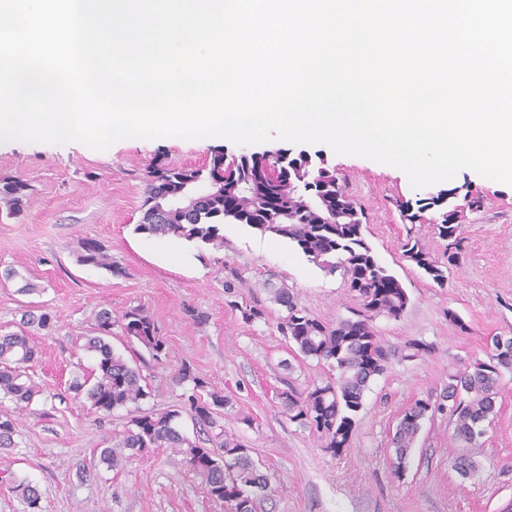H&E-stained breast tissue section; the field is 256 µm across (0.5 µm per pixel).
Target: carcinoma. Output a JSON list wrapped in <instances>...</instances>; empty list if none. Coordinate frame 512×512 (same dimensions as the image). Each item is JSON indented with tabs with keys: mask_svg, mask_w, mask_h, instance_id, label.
<instances>
[{
	"mask_svg": "<svg viewBox=\"0 0 512 512\" xmlns=\"http://www.w3.org/2000/svg\"><path fill=\"white\" fill-rule=\"evenodd\" d=\"M317 160L304 153L280 163L281 173L267 182L258 180L262 162L241 158L235 162L236 177L224 181L220 190L190 203L184 211L173 210L163 222L155 218L153 201L178 193L186 180L200 183L209 180L213 171L226 161L224 149L212 152L209 164L198 168L173 169L156 166L148 175L146 199L134 231L148 236H173L198 247L224 246V223L245 224L262 235L288 241L307 260L326 273L338 270L348 276L349 288L355 293L365 317L359 320L324 322L297 306L285 288H272V298L287 311L280 329L298 352L306 357L328 363L336 376L325 383L303 391L282 394L289 419L314 429L324 440L323 448L340 455L350 446L355 416L363 406L369 383L382 374L392 350L376 335L371 321L377 316L397 319L409 303L406 290L396 277L380 264L363 236V225L351 212H336V199L345 194L344 185L330 169L321 154ZM28 183L16 176L0 178V202L9 210L18 211L27 197ZM280 198L281 212L269 214L262 209L267 193ZM457 189L450 188L423 208L447 206L440 213L439 235L449 240L453 251L448 265L457 266L461 258L459 225L448 220L456 218ZM404 255L425 270L432 279L444 283V271L431 260L419 241L407 238ZM78 261L84 265L104 268L115 274L112 256L97 239L84 237L79 242ZM120 325L123 333L143 346L152 359L161 362L169 356L168 342L157 323L140 308H131L112 319V311L100 310L96 315L94 333L85 337L84 349L96 358V368L84 381H74L72 389L82 393L98 411L111 413L124 409L131 414L119 441L99 452V462L114 469L124 456L144 453L151 448H169L201 479L207 495L226 504L228 512H257L268 497L269 478L257 467L249 446L227 436L224 431L210 435L212 444L204 448L185 437L176 427L180 410L139 414V404L151 396L150 384L141 371L114 353L110 338L112 326ZM22 330L0 334V395L18 404H30L44 394V388L29 374L36 348L29 328L47 330L53 326L50 313L36 312L31 306L22 314ZM433 345L410 339L400 349L405 359L428 356ZM512 367V336H494L487 343L486 358H473L448 373L443 398L448 400V416L454 424V439L466 448L479 447L485 425L496 414V399L501 370ZM178 383H193L187 398V410L199 429L219 427L218 411L226 400L217 392L202 396L205 382L193 375L183 364L174 373ZM432 411L428 400L417 399L405 411L392 433L390 444L392 474L400 480L406 472L422 421ZM18 422L8 412H0V448L15 446ZM12 491L25 505V512H41V491L25 479L8 477Z\"/></svg>",
	"mask_w": 512,
	"mask_h": 512,
	"instance_id": "1",
	"label": "carcinoma"
}]
</instances>
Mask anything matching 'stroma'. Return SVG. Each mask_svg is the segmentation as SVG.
Here are the masks:
<instances>
[{
	"instance_id": "stroma-1",
	"label": "stroma",
	"mask_w": 512,
	"mask_h": 512,
	"mask_svg": "<svg viewBox=\"0 0 512 512\" xmlns=\"http://www.w3.org/2000/svg\"><path fill=\"white\" fill-rule=\"evenodd\" d=\"M217 147L229 158L242 152L222 138L127 139L105 151L80 143L0 144V178L19 176L31 186L22 215L0 204V272H15L11 280L0 279V330H17L30 305L54 317L52 329L32 334L39 350L33 378L44 396L20 412L10 400L0 401V410L17 412L19 419L15 447L0 449V470L38 484L42 512H225L170 449H149L118 470L99 462V449L117 442L128 415L96 411L69 383L94 367L83 337L96 313L106 308L117 317L139 307L169 345L167 361L159 364L120 327L112 329L114 352L136 364L151 385L141 412L181 410L178 429L197 438L198 426L182 411L189 387L173 379L176 369L189 365L208 390L224 395L219 422L225 434L251 446L268 474L272 493L265 512H500L512 502V370L501 374L498 413L480 447L470 451L476 469L469 476L453 466L462 448L440 403L449 372L482 354L487 337L512 336V186L470 170L450 180V187L467 186L482 197L480 209L458 215L462 254L452 267L448 241L434 224L437 210L421 209L424 190L413 189L401 170L337 155L323 144L307 146V153H324L344 179L364 212L367 244L408 293L401 318L373 320L377 336L397 348L410 339L435 347L423 359L389 361L364 394L350 448L335 456L282 407V391L320 383L332 371L293 350L278 328L285 310L268 286L287 288L311 315L333 323L360 311L342 273H326L288 241L243 224L225 225L219 250L181 243L179 263L161 257L159 239L133 231L147 171L200 167ZM407 210L412 220H405ZM86 236L107 247L120 274L78 262V242ZM409 236L447 267L444 283L404 257L401 244ZM26 280L37 293L19 294ZM228 280L235 284L229 293ZM253 305L263 316L245 320L243 310ZM452 313L467 331L449 322ZM417 399L437 409L424 420L398 480L391 474L390 437Z\"/></svg>"
}]
</instances>
